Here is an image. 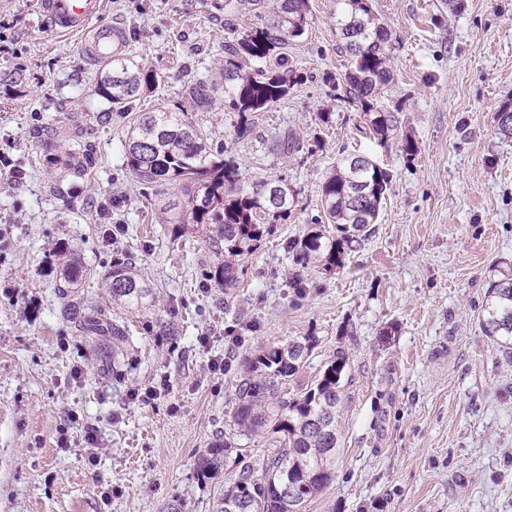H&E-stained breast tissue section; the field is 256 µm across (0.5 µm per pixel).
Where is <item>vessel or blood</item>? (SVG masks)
<instances>
[{"label": "vessel or blood", "mask_w": 512, "mask_h": 512, "mask_svg": "<svg viewBox=\"0 0 512 512\" xmlns=\"http://www.w3.org/2000/svg\"><path fill=\"white\" fill-rule=\"evenodd\" d=\"M42 15L52 29L64 33H89V56L106 61L115 56L116 30L109 25L94 26L104 8L105 0H41Z\"/></svg>", "instance_id": "1"}]
</instances>
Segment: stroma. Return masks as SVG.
<instances>
[{"instance_id": "35a3bbf8", "label": "stroma", "mask_w": 512, "mask_h": 512, "mask_svg": "<svg viewBox=\"0 0 512 512\" xmlns=\"http://www.w3.org/2000/svg\"><path fill=\"white\" fill-rule=\"evenodd\" d=\"M374 7L394 43L381 102L399 124L385 146L342 98L336 0H308L304 34L282 49L301 80L255 113L246 140L223 99L198 111L188 88L266 22L265 0H106L98 24L118 27L122 56L156 78L125 114L96 94L84 36L50 28L39 0H0V156L22 172L0 180V512H212L277 445L234 425L237 379L262 349L305 336L317 344L302 382L347 358L342 448L306 512H512V363L481 327L491 283L512 272V138L497 125L512 102V0ZM164 111L224 145L244 184L282 179L295 193L233 287L205 286L211 228L176 225L182 186L140 184L125 167L139 113ZM287 131L299 143L288 154ZM74 142L91 156L82 178L64 153ZM357 153L392 175L373 235L341 266L300 265L289 242L316 226L335 237L320 187ZM64 243L91 272L69 300L43 269ZM119 252L153 302L128 318L118 380L64 308L106 300L100 276ZM156 319L176 335L145 331ZM221 358L229 370L213 373ZM151 387L153 400L132 398ZM222 436L234 447L211 475L199 462Z\"/></svg>"}]
</instances>
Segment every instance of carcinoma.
Returning a JSON list of instances; mask_svg holds the SVG:
<instances>
[{"label": "carcinoma", "mask_w": 512, "mask_h": 512, "mask_svg": "<svg viewBox=\"0 0 512 512\" xmlns=\"http://www.w3.org/2000/svg\"><path fill=\"white\" fill-rule=\"evenodd\" d=\"M267 22L226 46L220 80H199L188 94L198 111L210 107L224 90V103L239 114L235 138L253 134L252 114L266 109L288 94L297 83L287 60L278 53L288 40L298 38L307 25V0H272ZM336 26L342 48L349 57L343 74L345 99L359 104L373 138L381 145L396 127L394 113L383 110L379 97L392 82L389 68L391 33L377 15L373 0H336ZM276 57L277 66L261 68L256 63ZM155 83V77L126 58L116 56L106 64L97 92L117 112L125 114L136 98ZM125 166L139 183L174 184L186 187V211L181 224H211L215 250L224 259L205 273V281L228 288L236 281L240 259L259 246L270 225L262 216L285 217L294 204L288 183L262 181L250 187L241 184L236 166L224 160V149L202 139L192 123L175 112H148L132 128L125 144ZM390 174L370 160L342 157L321 184L325 217L336 226L339 238L325 245V235L309 231L290 249L298 262H321L333 267L341 255L359 250L374 232L382 200L389 189ZM55 263V288L66 299L90 278L76 250L61 248ZM102 287L112 303L139 312L152 296L136 266L128 257L112 259L103 274ZM68 322L74 332L91 340L112 343V353L131 345L124 318L112 307L98 303L73 307ZM485 335L512 359V278L504 277L489 288L481 322ZM316 344L313 336L293 339L270 347L249 364L238 384L234 424L245 432L271 426L284 436L274 449L261 476L244 471L224 488L216 512H306L308 501L332 480L341 443L340 408L343 353H336L310 384L293 396L281 393L305 367ZM231 442L213 444L202 458L206 470H216Z\"/></svg>", "instance_id": "1"}]
</instances>
